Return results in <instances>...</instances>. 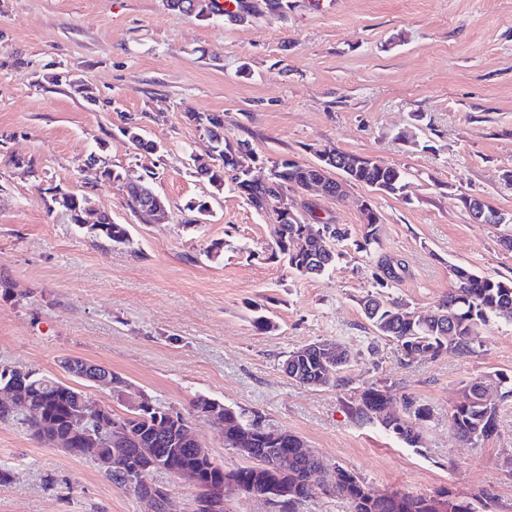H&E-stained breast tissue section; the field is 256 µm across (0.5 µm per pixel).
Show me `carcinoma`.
<instances>
[{"label":"carcinoma","mask_w":512,"mask_h":512,"mask_svg":"<svg viewBox=\"0 0 512 512\" xmlns=\"http://www.w3.org/2000/svg\"><path fill=\"white\" fill-rule=\"evenodd\" d=\"M195 125L202 129L213 143L212 151L218 164L200 166L196 174L201 175L213 186L221 188L230 183L246 203L259 213L279 214V204L289 193L312 183H324L332 191L328 197L337 198L333 189L336 181L332 171L336 163L346 164L345 174L349 183L363 185L388 195L403 197L408 187L406 171L338 149L318 150V157L333 159V163L322 168L313 163L283 160L272 165L271 183L255 184L239 177L244 160L255 159L254 149L247 139L230 140L224 135V119L213 113H198L191 116ZM156 172L149 170L146 178L137 183H127L126 195L129 209L147 224L156 217V211L165 210L164 199L154 194L148 184ZM71 222L79 223V215L85 204L84 195L63 193L52 198ZM89 230L114 246L131 242L130 230L126 224H92ZM351 238V231L338 224H305L301 220L278 221L272 257L283 260L294 273L313 278L327 271L340 258L341 252L332 247ZM381 245V224L378 212L366 206L362 212L359 239L355 246L363 252L372 253ZM381 275L379 282L386 285L399 280L406 271L400 260L387 256L379 259ZM452 288L439 304L436 314H417L401 301L383 300L373 292L361 300L363 314L375 333L388 337L400 347L407 362L422 357L435 359L447 352L462 356H476L482 344L474 336L473 329L496 322L512 323V279L483 275L466 265L450 266ZM297 348L288 353V377L300 384L311 381L320 386L332 385L348 391L350 380L343 376L350 359L337 356L334 363H326L325 353L308 351L299 355ZM498 387L503 389L500 397L487 395L484 381L473 380L463 386V398L448 410V425L457 437L467 445L478 447L492 440L498 434L499 398L512 394V380L498 377ZM30 397L38 414L30 417L20 415L24 397ZM86 395L51 376L33 373L25 382L24 396L19 398L16 408L0 403V421H13L29 432L37 441L55 436L71 435L74 456L82 457L85 447L78 434L71 433L72 417ZM392 405L397 408L396 416L390 421L379 422L374 413L380 406ZM342 406L347 416L361 424H371L385 433L402 441L411 448L422 446L421 430L431 418L429 405L415 396L398 395L395 385L377 380L363 386L353 396L344 398ZM102 413L97 427L102 429L121 420L125 422L141 444H130L135 448L158 447L173 456L172 467L180 469L196 463L191 444L184 442L186 431L191 429L190 420L182 417L169 423L168 427L155 425L156 412L137 413L130 417H118L110 407H101ZM226 413L236 415L249 425L237 437L233 430L225 432L224 447L232 448H279V453L288 456V473L278 478L288 483V501L282 512H297L298 505L315 496L316 491L341 497L348 501L351 512H427L426 503L438 496L447 497V512H478L474 502L450 497L446 489L432 495L394 491L377 493L369 489L354 472L336 464L329 472L322 467L321 459H307L296 449L283 443H273L266 434L265 416L242 407H224ZM236 482L255 488L258 495L269 493L267 484L271 473L250 463L236 467Z\"/></svg>","instance_id":"obj_1"}]
</instances>
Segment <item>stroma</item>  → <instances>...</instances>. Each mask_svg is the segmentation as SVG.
Segmentation results:
<instances>
[{"label": "stroma", "mask_w": 512, "mask_h": 512, "mask_svg": "<svg viewBox=\"0 0 512 512\" xmlns=\"http://www.w3.org/2000/svg\"><path fill=\"white\" fill-rule=\"evenodd\" d=\"M224 116L230 139L274 161L311 163L335 147L407 171L406 197L352 185L343 200L297 194L303 221L358 231L364 202L381 218L379 255L403 260L388 288L377 257L344 242L335 267L313 278L272 258L274 214L231 187L195 176L209 161L191 114ZM138 125L148 154L122 133ZM411 131L414 141L399 139ZM31 161L16 166L15 158ZM152 186L166 201L144 224L119 184L99 179L97 210L128 225L114 247L73 224L51 189L84 193L89 165ZM512 0H288L282 12L241 22L207 18L165 0H0V364L20 365L110 406V391L77 383L64 356L106 365L151 400L182 413L204 395L262 412L321 459L376 491L490 497L512 512V398L499 433L463 444L448 410L463 383L512 376V324L479 327V355L405 363L396 342L373 337L359 305L367 292L411 310H436L449 267L512 278V252L494 226L474 221L462 197L512 214ZM207 202L198 220L191 204ZM221 243L209 254L211 243ZM270 318L258 330L257 314ZM324 339L351 355L353 387L385 380L427 401L432 417L414 449L344 413L342 391L288 378V351ZM0 512H148L99 468L0 422Z\"/></svg>", "instance_id": "35a3bbf8"}]
</instances>
